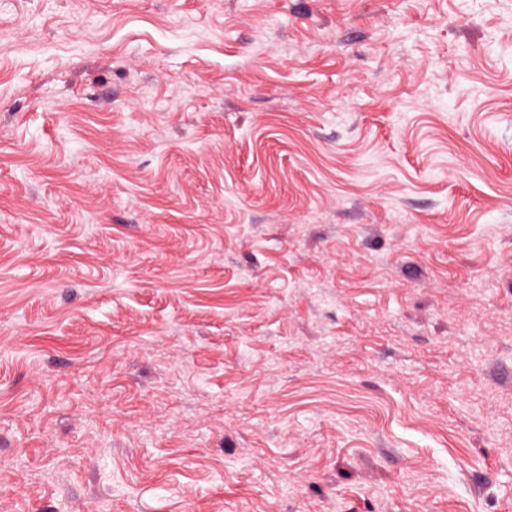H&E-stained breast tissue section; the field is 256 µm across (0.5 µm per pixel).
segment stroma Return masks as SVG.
<instances>
[{
    "instance_id": "35a3bbf8",
    "label": "stroma",
    "mask_w": 512,
    "mask_h": 512,
    "mask_svg": "<svg viewBox=\"0 0 512 512\" xmlns=\"http://www.w3.org/2000/svg\"><path fill=\"white\" fill-rule=\"evenodd\" d=\"M0 512H512V0H0Z\"/></svg>"
}]
</instances>
